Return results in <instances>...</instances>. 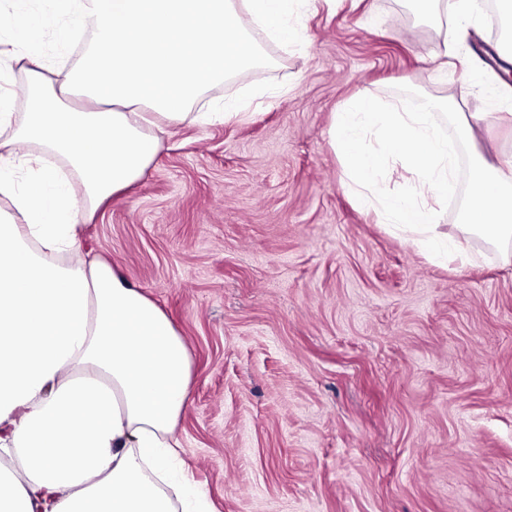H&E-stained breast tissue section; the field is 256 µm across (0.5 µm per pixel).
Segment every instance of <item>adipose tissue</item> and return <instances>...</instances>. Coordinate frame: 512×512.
<instances>
[{
	"instance_id": "1",
	"label": "adipose tissue",
	"mask_w": 512,
	"mask_h": 512,
	"mask_svg": "<svg viewBox=\"0 0 512 512\" xmlns=\"http://www.w3.org/2000/svg\"><path fill=\"white\" fill-rule=\"evenodd\" d=\"M304 2L82 0L75 14L42 0L0 13L27 85L21 122L0 97V194L12 201L0 209V454L17 462L0 469V512H176L160 482L178 455L190 352L155 302L85 250L79 219L140 178L157 129L189 119L205 86L260 63L250 29L296 41ZM77 25L90 46L57 79L44 30L63 47Z\"/></svg>"
}]
</instances>
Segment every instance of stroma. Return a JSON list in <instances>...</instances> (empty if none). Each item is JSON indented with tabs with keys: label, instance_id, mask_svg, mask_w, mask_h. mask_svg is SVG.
Instances as JSON below:
<instances>
[{
	"label": "stroma",
	"instance_id": "1",
	"mask_svg": "<svg viewBox=\"0 0 512 512\" xmlns=\"http://www.w3.org/2000/svg\"><path fill=\"white\" fill-rule=\"evenodd\" d=\"M298 42L208 86L155 162L82 225L192 359L175 486L210 512H512V262L464 228L425 256L345 188L327 130L407 85L455 98L475 157L512 158V56L492 18L410 0H312Z\"/></svg>",
	"mask_w": 512,
	"mask_h": 512
}]
</instances>
